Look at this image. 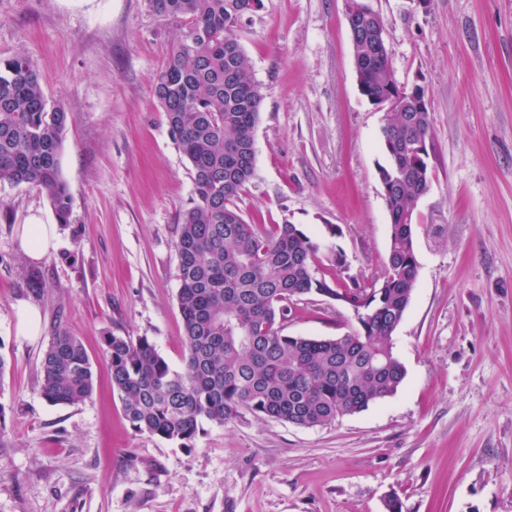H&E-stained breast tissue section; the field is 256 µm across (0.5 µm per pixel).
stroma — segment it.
<instances>
[{
	"label": "stroma",
	"mask_w": 512,
	"mask_h": 512,
	"mask_svg": "<svg viewBox=\"0 0 512 512\" xmlns=\"http://www.w3.org/2000/svg\"><path fill=\"white\" fill-rule=\"evenodd\" d=\"M371 4L393 77L424 88L433 130L414 214L419 277L394 334L405 380L323 427L246 413L181 448L135 432L102 345L146 336L183 365L175 241L193 179L153 95L179 25L147 0H0V57L27 56L68 115L71 196L60 225L45 190L0 183V512H387L394 496L403 512H512V0ZM237 34L264 93L256 175L237 206L249 223L331 240L345 269L324 250L311 269L337 288L381 281L384 112L359 91L344 0H263ZM35 217L57 239L32 263L20 236ZM23 302L41 311L38 335L18 333ZM356 324L313 292L293 302L286 331L325 338ZM59 331L94 365L86 403L40 394Z\"/></svg>",
	"instance_id": "1"
}]
</instances>
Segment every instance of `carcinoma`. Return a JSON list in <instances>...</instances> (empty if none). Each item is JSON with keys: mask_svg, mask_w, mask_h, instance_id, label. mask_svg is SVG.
<instances>
[{"mask_svg": "<svg viewBox=\"0 0 512 512\" xmlns=\"http://www.w3.org/2000/svg\"><path fill=\"white\" fill-rule=\"evenodd\" d=\"M159 17L180 24L171 59L153 93L169 131L191 164L193 206L177 229L185 358L179 370L146 336L108 334L104 354L112 388L139 433L180 447L205 422L222 426L246 411L299 427L328 425L394 396L406 369L392 334L416 286L413 225L428 187L424 156L432 138L423 88L400 93L388 66L382 22L366 0H351L360 28L354 67L363 95L388 103L381 149L382 196L392 215V243L382 282L337 290L311 272L320 244L296 224L265 231L248 223L235 199L255 176L250 148L264 101L237 38L262 0H148ZM67 112L46 97L25 56L0 58V183L34 184L56 220L70 216L60 153ZM404 145L407 153L394 152ZM316 292L349 305L350 333L328 338L288 335L290 303ZM95 372L83 343L68 332L51 337L40 363V393L52 405L92 398Z\"/></svg>", "mask_w": 512, "mask_h": 512, "instance_id": "obj_1", "label": "carcinoma"}]
</instances>
